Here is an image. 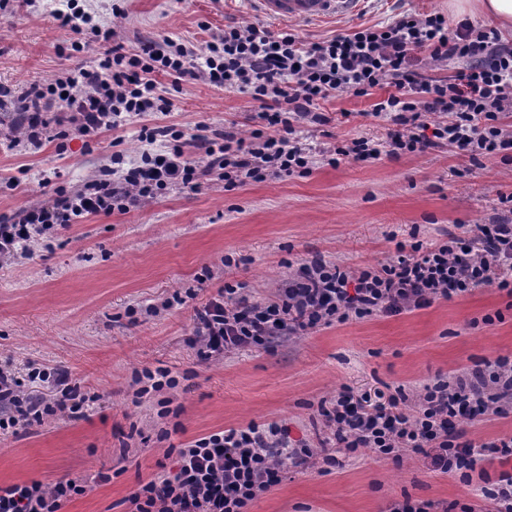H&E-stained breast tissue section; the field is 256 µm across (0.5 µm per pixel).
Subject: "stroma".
Here are the masks:
<instances>
[{"label": "stroma", "instance_id": "35a3bbf8", "mask_svg": "<svg viewBox=\"0 0 512 512\" xmlns=\"http://www.w3.org/2000/svg\"><path fill=\"white\" fill-rule=\"evenodd\" d=\"M88 10L114 22L126 51L164 37L202 46L223 33L227 18L261 24L245 0H87ZM401 11L438 12L449 24L448 0H366L359 15L319 24H295L313 42L360 25L390 22ZM75 35L60 27L42 4L0 12V85L22 92L47 83L79 64H92L107 50L95 43L71 55ZM166 121L187 133L247 128L253 103L246 95L202 79L171 90ZM373 97L342 94L322 102L336 119L325 128L306 126L304 143L326 147L333 139L363 135L385 139L382 121L371 118ZM10 108L0 109V215L48 199L55 187H80L112 152L137 157L144 145L141 119L83 141H56L33 149L14 141ZM512 192V165L490 160L471 165L451 148L407 155L397 161L316 164L309 176L272 178L225 191L205 182L199 190L172 189L126 214L91 216L58 229L51 249L32 251L17 266L0 267V354L16 367L35 361L69 370L82 391L100 399L78 419H46L19 436L0 438V485L68 479L91 490L63 512H128L129 497L157 470L174 466L170 446L249 422L275 420L292 443L317 446L325 429L320 400L341 386L415 393L437 376L499 355L512 356V298L493 287L438 300L396 316L382 313L297 336H282L223 361L199 362L188 344L194 309L224 283L242 282L256 301L274 299L288 278L289 263L313 255L346 267L375 265L395 254L394 239L416 232L423 244L451 224L488 223L498 196ZM239 258L225 267V255ZM196 289L195 298L168 310L174 292ZM136 308L129 316L128 308ZM494 323H484L485 315ZM166 366L181 374L171 391L172 413L161 418L154 401L135 404L134 371ZM170 431L160 440L161 431ZM110 473L95 484L98 472ZM410 495L436 503L478 504L460 476L430 470L422 456L402 464L380 461L370 451L343 458L323 472L291 470L256 499L249 512H385Z\"/></svg>", "mask_w": 512, "mask_h": 512}]
</instances>
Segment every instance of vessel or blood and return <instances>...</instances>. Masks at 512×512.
I'll use <instances>...</instances> for the list:
<instances>
[{"instance_id": "1", "label": "vessel or blood", "mask_w": 512, "mask_h": 512, "mask_svg": "<svg viewBox=\"0 0 512 512\" xmlns=\"http://www.w3.org/2000/svg\"><path fill=\"white\" fill-rule=\"evenodd\" d=\"M251 11L275 22L317 23L357 15L363 0H248Z\"/></svg>"}]
</instances>
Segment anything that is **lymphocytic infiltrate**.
Listing matches in <instances>:
<instances>
[{
	"mask_svg": "<svg viewBox=\"0 0 512 512\" xmlns=\"http://www.w3.org/2000/svg\"><path fill=\"white\" fill-rule=\"evenodd\" d=\"M51 14L75 33L72 51L83 52L91 42L108 49L94 64L32 84L21 95L0 86V107L10 104L28 115L27 124L17 128L18 141L42 146L48 104L66 112L57 133L63 141L96 137L132 116L167 114L173 103L158 87L160 74L176 86L201 77L246 94L257 120L249 134L232 125L209 137L189 136L173 125L142 126L147 148L137 161L113 151L81 188L56 187L51 199L1 217L0 266L22 263L29 242L51 238L57 228L91 215L129 212L173 188L195 191L207 178L223 181L230 191L272 177L306 176L318 160L335 167L346 159L397 160L445 146L474 164L495 158L512 165V40L493 28L466 21L452 28L440 13H405L385 26L363 25L307 42L287 30L275 33L231 20L203 49L165 38L134 54L79 0H65ZM444 67L450 76H433V69ZM384 87L388 95L370 112L388 126L384 141L357 136L317 154L301 142L302 125L331 122L318 111L319 101L343 93L364 97ZM499 202L502 210L489 223L448 231L427 246L396 242L395 256L378 266L350 268L313 256L270 301L250 300L239 287L224 285L195 308L190 343L201 360L211 361L287 332L411 312L479 287L512 297V194L500 195ZM36 379L51 384L52 399L27 393V381ZM88 400L68 370L33 361L21 377L11 357L0 359V436L80 413ZM319 413L331 444L318 452L290 445L276 421L232 426L185 444L176 451L174 470L154 473L130 496L132 512H248L287 470H305L317 460L337 465L340 451L354 455L366 449L397 464L416 454L432 470L464 479L483 463L511 462L512 435L478 443L466 438L462 424L512 413V358L486 359L437 377L414 396L399 388L374 402L345 385L320 404ZM86 490L74 479L0 486V512H61Z\"/></svg>",
	"mask_w": 512,
	"mask_h": 512,
	"instance_id": "f902f5d3",
	"label": "lymphocytic infiltrate"
}]
</instances>
